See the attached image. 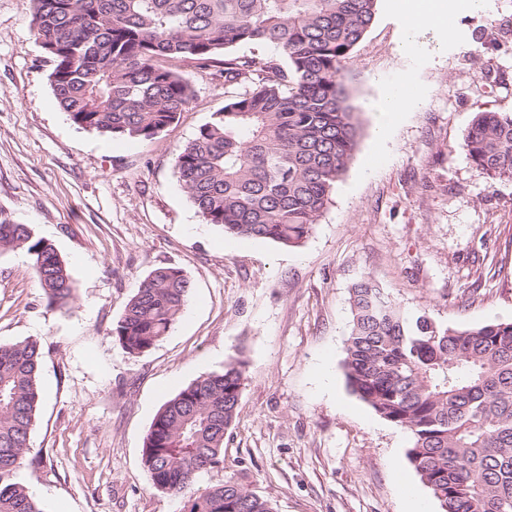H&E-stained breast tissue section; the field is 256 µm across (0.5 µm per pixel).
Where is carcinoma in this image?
I'll list each match as a JSON object with an SVG mask.
<instances>
[{"label":"carcinoma","mask_w":512,"mask_h":512,"mask_svg":"<svg viewBox=\"0 0 512 512\" xmlns=\"http://www.w3.org/2000/svg\"><path fill=\"white\" fill-rule=\"evenodd\" d=\"M379 0H31L36 40L59 107L81 129L151 139L195 99L178 69L190 61L224 79V107L175 157L184 192L208 224L242 238L299 246L332 201L358 146L360 113L343 69ZM244 44L274 47L257 60ZM462 148L488 180L512 178V113L479 112ZM32 259L50 306L75 298L53 244L0 222V254ZM191 283L175 267L151 272L112 336L131 356L173 327ZM343 367L352 392L406 429V458L441 512H512V322L459 329L409 312L369 277L350 289ZM36 340L0 343V512H45L18 478L33 464L41 401ZM249 363L234 358L167 399L145 437L153 487L188 496L186 512H276L230 478L193 489L224 463Z\"/></svg>","instance_id":"obj_1"}]
</instances>
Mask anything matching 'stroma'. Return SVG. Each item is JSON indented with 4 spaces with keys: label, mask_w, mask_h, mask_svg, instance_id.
<instances>
[{
    "label": "stroma",
    "mask_w": 512,
    "mask_h": 512,
    "mask_svg": "<svg viewBox=\"0 0 512 512\" xmlns=\"http://www.w3.org/2000/svg\"><path fill=\"white\" fill-rule=\"evenodd\" d=\"M400 0H380L345 78L363 132L305 241L243 240L205 223L175 173L178 149L224 105L222 79L182 63L196 98L152 139L78 128L49 82L30 0H0V221L51 241L76 288L48 306L29 255H0V342H40L42 404L19 480L46 512H184L141 464L162 404L198 376L249 362L222 465L277 512L440 506L406 459L408 432L347 385L349 289L370 276L402 307L459 328L512 322V178L478 174L461 141L476 113L512 112V0L451 18L452 40L402 54ZM411 74L415 108L375 147L376 104ZM188 276L178 320L143 356L111 334L154 269Z\"/></svg>",
    "instance_id": "obj_1"
}]
</instances>
